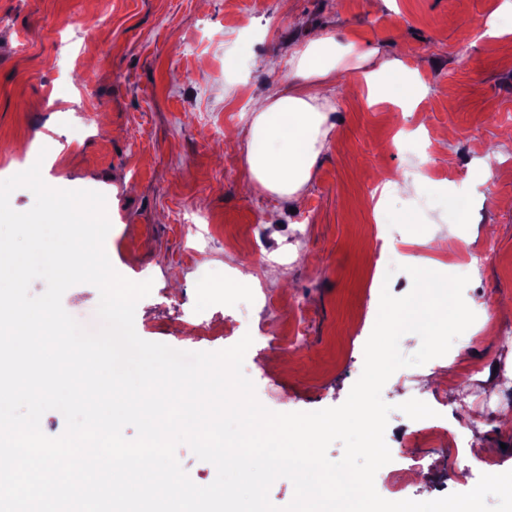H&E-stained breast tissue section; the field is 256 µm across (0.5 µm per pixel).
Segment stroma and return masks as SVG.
I'll return each instance as SVG.
<instances>
[{
	"label": "stroma",
	"instance_id": "obj_1",
	"mask_svg": "<svg viewBox=\"0 0 512 512\" xmlns=\"http://www.w3.org/2000/svg\"><path fill=\"white\" fill-rule=\"evenodd\" d=\"M501 0H0V180L41 162L46 184L106 197V253L117 272L150 294L135 310L144 340L187 352L253 343L244 372L258 400L276 412L341 405L360 377L362 314L377 315L369 293L374 224L403 254L389 282L408 294L409 256L436 230L468 241L447 256L445 272L464 275L484 253L481 278L465 300L488 298L496 332L455 340L446 356L393 373L382 390L391 404L385 441L409 448L424 467L404 470L406 493L383 498L428 501L466 492L456 479L465 448L499 449L512 469V37H486ZM105 18L89 38L71 23ZM315 32L353 41L415 71L424 98L416 112L391 104L356 105L361 83L337 97L335 129L319 156L303 204L247 190L241 129L251 99L285 82L260 59L287 58ZM418 120L425 135L396 142ZM453 130L446 150L436 140ZM503 161L481 177L488 151ZM427 165H420L421 156ZM419 178L410 194L371 200L384 178ZM273 271L268 290L297 297L300 310L242 308L227 266ZM296 319L298 348L279 347ZM472 401L473 418L456 423L454 403ZM438 404L448 427L436 442H412V419L397 404Z\"/></svg>",
	"mask_w": 512,
	"mask_h": 512
}]
</instances>
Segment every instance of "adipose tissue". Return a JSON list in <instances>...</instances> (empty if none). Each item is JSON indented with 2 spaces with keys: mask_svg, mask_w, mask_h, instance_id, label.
Returning <instances> with one entry per match:
<instances>
[{
  "mask_svg": "<svg viewBox=\"0 0 512 512\" xmlns=\"http://www.w3.org/2000/svg\"><path fill=\"white\" fill-rule=\"evenodd\" d=\"M269 70L287 66L288 81L253 102L243 129L244 160L250 188L293 201H301L309 187L314 165L335 124L334 89L340 74L359 72L366 86L367 105L389 102L402 111H414L420 102L417 83L401 61L374 60L372 51L355 43H343L318 33L292 52L287 62L266 59ZM470 463L482 466L484 485H495L512 495V478L495 464L493 448H470ZM484 485H474L460 503L451 502L447 512H482Z\"/></svg>",
  "mask_w": 512,
  "mask_h": 512,
  "instance_id": "adipose-tissue-1",
  "label": "adipose tissue"
}]
</instances>
